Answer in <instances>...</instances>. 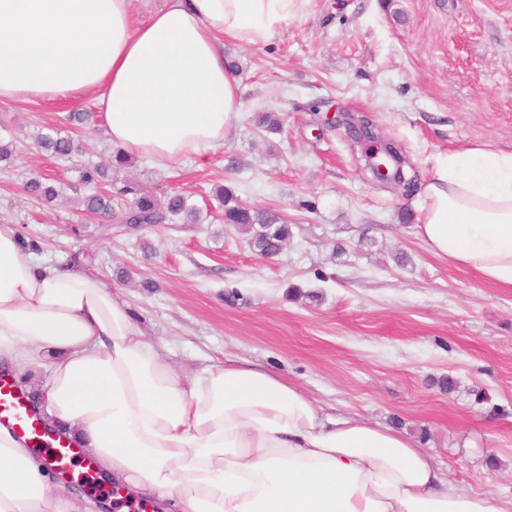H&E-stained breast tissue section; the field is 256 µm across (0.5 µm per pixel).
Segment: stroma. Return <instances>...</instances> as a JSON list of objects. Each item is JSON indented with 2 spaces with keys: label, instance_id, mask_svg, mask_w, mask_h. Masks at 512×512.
Returning <instances> with one entry per match:
<instances>
[{
  "label": "stroma",
  "instance_id": "obj_1",
  "mask_svg": "<svg viewBox=\"0 0 512 512\" xmlns=\"http://www.w3.org/2000/svg\"><path fill=\"white\" fill-rule=\"evenodd\" d=\"M224 57L241 106L223 146L112 172L189 196L202 223L104 224L82 210L81 166L114 153L88 96L0 103V142L13 150L0 161V223L39 262L102 279L188 373L261 366L324 413L405 432L454 488L511 501L512 288L432 255L417 191L373 179L327 119L367 116L419 182L441 151L512 152V0H316L264 44L225 43ZM74 112L91 118L70 123ZM265 112L279 129L259 125ZM43 133L71 137L80 154L41 151ZM33 175L61 196H29ZM220 184L287 222L275 257L220 221Z\"/></svg>",
  "mask_w": 512,
  "mask_h": 512
}]
</instances>
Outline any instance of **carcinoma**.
Returning <instances> with one entry per match:
<instances>
[{"label": "carcinoma", "mask_w": 512, "mask_h": 512, "mask_svg": "<svg viewBox=\"0 0 512 512\" xmlns=\"http://www.w3.org/2000/svg\"><path fill=\"white\" fill-rule=\"evenodd\" d=\"M38 143L46 152L60 158L79 152V146L68 136L40 135ZM107 179L104 166L87 164L82 168L83 183L94 189L83 198L84 211L107 220L118 217L128 224L199 223L200 211L185 195L174 193L161 201L140 183L132 181H123L121 186L113 187L110 195L95 191V187ZM24 189L30 196L48 202L59 196V191L41 176L28 178ZM212 196L224 207V223L251 233L252 247L259 256L272 254L281 242L288 239V225L279 222L278 217L271 213L244 204L230 188L220 186L212 191Z\"/></svg>", "instance_id": "cac0c4a2"}]
</instances>
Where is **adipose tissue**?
I'll use <instances>...</instances> for the list:
<instances>
[{
	"label": "adipose tissue",
	"mask_w": 512,
	"mask_h": 512,
	"mask_svg": "<svg viewBox=\"0 0 512 512\" xmlns=\"http://www.w3.org/2000/svg\"><path fill=\"white\" fill-rule=\"evenodd\" d=\"M314 0H0V103L89 94L113 147L164 167L222 147L240 111L228 41L255 46ZM417 232L459 269L512 288V152L439 153ZM0 366L51 379L47 425L130 495L180 512H508L453 488L405 433L327 415L255 366L189 377L165 361L100 279L36 263L0 224ZM0 425V512H92Z\"/></svg>",
	"instance_id": "1"
}]
</instances>
